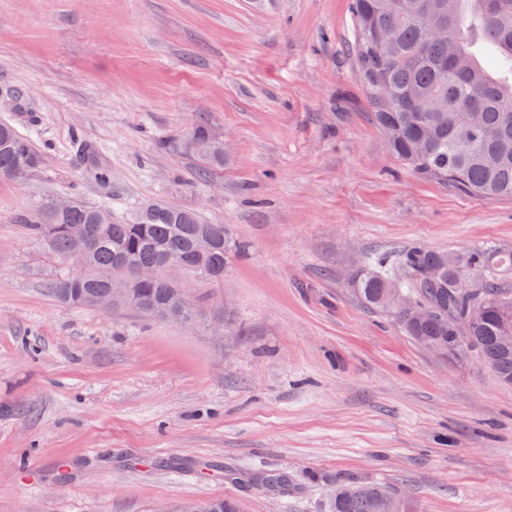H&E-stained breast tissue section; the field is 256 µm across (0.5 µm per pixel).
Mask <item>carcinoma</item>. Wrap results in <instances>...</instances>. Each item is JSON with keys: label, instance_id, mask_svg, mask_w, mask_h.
<instances>
[{"label": "carcinoma", "instance_id": "cac0c4a2", "mask_svg": "<svg viewBox=\"0 0 512 512\" xmlns=\"http://www.w3.org/2000/svg\"><path fill=\"white\" fill-rule=\"evenodd\" d=\"M414 0L396 9L392 0H355L356 54L369 88V106L390 151L417 174L450 181L481 197L512 196V0ZM375 29L393 38H371ZM198 153L220 161L223 146L203 132ZM39 161L31 142L0 122V178ZM28 234L54 258L76 248L71 224L91 230L93 244L80 274L56 278L49 292L59 301L92 307L112 294V280L131 278L128 262L152 267L158 277L134 283L129 299L111 310L130 309L154 321L227 326L224 307L208 310L187 295L182 279L224 278V225L209 224L170 200L142 204L122 224L108 211L72 200L66 211L46 201L33 218L21 216ZM214 240L204 260L195 255L201 235ZM170 256L183 261L179 276L166 268ZM408 278L397 280L394 264L380 259L353 286L368 304L389 308L399 325L423 346L448 354L479 353L499 379L512 385V288L501 275L512 270V249L482 248L458 253L416 246L397 260ZM437 268L442 275L431 278ZM198 512H237L235 502L192 501ZM331 512H406L401 499L374 484L348 481L336 486Z\"/></svg>", "mask_w": 512, "mask_h": 512}]
</instances>
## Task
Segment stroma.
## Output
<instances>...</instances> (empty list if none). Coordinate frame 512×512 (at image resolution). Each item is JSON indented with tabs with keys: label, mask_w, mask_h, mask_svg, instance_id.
<instances>
[{
	"label": "stroma",
	"mask_w": 512,
	"mask_h": 512,
	"mask_svg": "<svg viewBox=\"0 0 512 512\" xmlns=\"http://www.w3.org/2000/svg\"><path fill=\"white\" fill-rule=\"evenodd\" d=\"M355 40L352 0H0V121L40 156L0 179V512H329L350 476L410 512H512V385L352 287L413 246L512 248V197L402 165ZM74 196L226 225L223 282L184 286L234 328L58 302L72 267L17 218Z\"/></svg>",
	"instance_id": "obj_1"
}]
</instances>
